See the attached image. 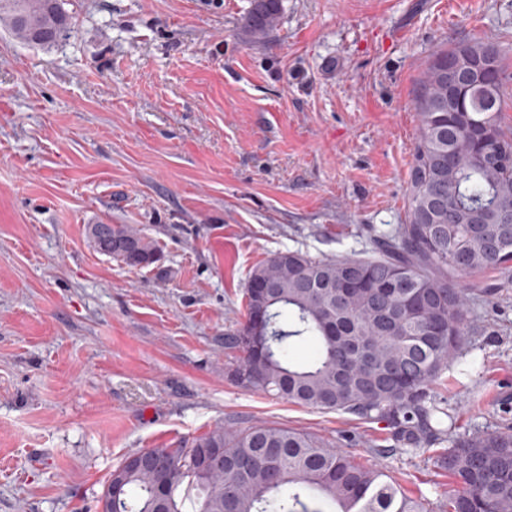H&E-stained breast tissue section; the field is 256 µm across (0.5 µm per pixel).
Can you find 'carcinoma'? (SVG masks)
I'll return each mask as SVG.
<instances>
[{
    "label": "carcinoma",
    "instance_id": "carcinoma-1",
    "mask_svg": "<svg viewBox=\"0 0 512 512\" xmlns=\"http://www.w3.org/2000/svg\"><path fill=\"white\" fill-rule=\"evenodd\" d=\"M281 0H251L244 28L269 36ZM0 24L29 45L51 46L70 29L64 0H0ZM494 55L495 88L473 87L448 106V56L468 65ZM509 76L491 42L462 41L436 53L420 83V136L409 175L407 221L370 258L329 259L278 252L251 272L243 322L224 334L240 353L227 370L236 384L281 400L380 421L399 445L446 442L448 408L431 385L465 340L459 278L512 265V130L500 123ZM494 137L481 150L473 131ZM93 249L128 267L160 259L155 242L130 224H89ZM265 322L256 325L255 312ZM317 343L298 365L299 342ZM152 468L117 466L122 493L112 512H425L376 467L350 461L330 442L295 428L218 426L182 448H153ZM456 485L448 512H512V434L452 441L440 453Z\"/></svg>",
    "mask_w": 512,
    "mask_h": 512
}]
</instances>
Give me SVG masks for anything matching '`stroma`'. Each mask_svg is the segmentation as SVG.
<instances>
[{"instance_id":"35a3bbf8","label":"stroma","mask_w":512,"mask_h":512,"mask_svg":"<svg viewBox=\"0 0 512 512\" xmlns=\"http://www.w3.org/2000/svg\"><path fill=\"white\" fill-rule=\"evenodd\" d=\"M281 4L263 40L250 0H66L51 47L0 26V512H100L126 457L220 424L315 434L448 512L437 449L235 385L224 335L273 254L367 257L405 222L424 72L480 38L512 75V0ZM101 223L159 267L97 253ZM460 286L462 356L433 390L452 438L512 433V267ZM86 234L96 252L128 267H149L161 257L155 242L131 224H89Z\"/></svg>"}]
</instances>
